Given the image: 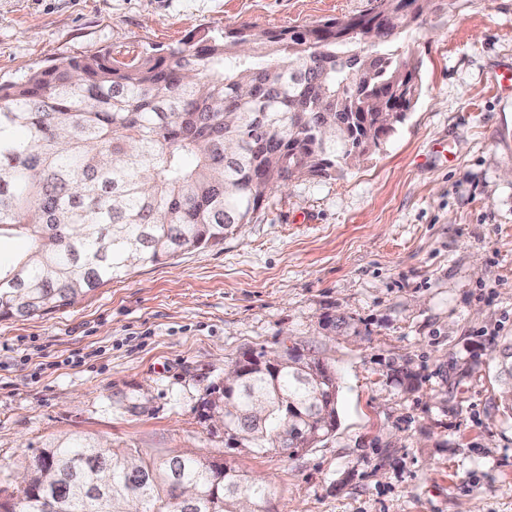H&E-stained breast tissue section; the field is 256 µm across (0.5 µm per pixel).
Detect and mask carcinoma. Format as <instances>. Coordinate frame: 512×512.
Here are the masks:
<instances>
[{
  "mask_svg": "<svg viewBox=\"0 0 512 512\" xmlns=\"http://www.w3.org/2000/svg\"><path fill=\"white\" fill-rule=\"evenodd\" d=\"M432 0L294 29L240 26L129 62L105 51L0 85V320L71 306L146 264L215 246L270 195L327 178L385 142L417 94L392 49ZM285 366L246 371L205 405L257 453L294 457L337 425L336 376L292 346ZM512 413V344L499 361ZM294 411L286 418L282 407ZM187 499L179 498V492ZM271 488L194 451L152 454L71 435L45 444L0 512H269Z\"/></svg>",
  "mask_w": 512,
  "mask_h": 512,
  "instance_id": "cac0c4a2",
  "label": "carcinoma"
}]
</instances>
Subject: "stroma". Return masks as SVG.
<instances>
[{
  "instance_id": "35a3bbf8",
  "label": "stroma",
  "mask_w": 512,
  "mask_h": 512,
  "mask_svg": "<svg viewBox=\"0 0 512 512\" xmlns=\"http://www.w3.org/2000/svg\"><path fill=\"white\" fill-rule=\"evenodd\" d=\"M371 0H0V84L61 57L127 60L241 25L300 28ZM395 49L406 120L328 178L275 192L221 244L71 307L0 321V484L48 441L193 449L268 483L270 512H512V0H435ZM346 316L355 336L326 322ZM295 346L339 381L335 432L295 457L203 419L243 352ZM416 374L414 389L399 372ZM499 373L503 378L500 388L501 405L504 412L512 414V342L502 352Z\"/></svg>"
}]
</instances>
